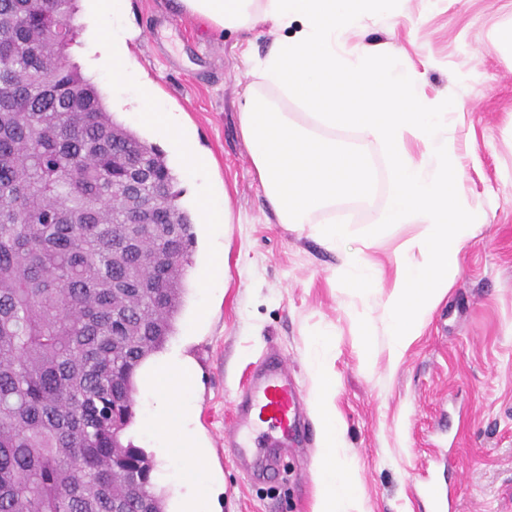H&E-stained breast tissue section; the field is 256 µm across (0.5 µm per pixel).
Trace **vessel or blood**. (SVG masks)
<instances>
[{
    "mask_svg": "<svg viewBox=\"0 0 512 512\" xmlns=\"http://www.w3.org/2000/svg\"><path fill=\"white\" fill-rule=\"evenodd\" d=\"M303 395L288 362L268 354L234 405V419L224 434L232 455L253 480L271 476L282 449L307 441L301 423Z\"/></svg>",
    "mask_w": 512,
    "mask_h": 512,
    "instance_id": "obj_1",
    "label": "vessel or blood"
}]
</instances>
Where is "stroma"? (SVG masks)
<instances>
[{"instance_id":"obj_1","label":"stroma","mask_w":512,"mask_h":512,"mask_svg":"<svg viewBox=\"0 0 512 512\" xmlns=\"http://www.w3.org/2000/svg\"><path fill=\"white\" fill-rule=\"evenodd\" d=\"M108 29L139 31L132 63L173 110L206 163L190 171L168 141L133 112L115 113L165 154L179 192L195 211L209 188L228 195L229 222L219 233L194 227L192 262L177 331L166 350L195 367V428L206 448L201 474L219 485L214 512H314L321 439L283 453L284 468L251 482L218 437L234 402L266 355L276 349L314 398L312 341L330 332L335 387L328 401L343 426L363 512H430L415 489L443 455L457 480L456 512H512V0H391L343 40L349 54L380 49L389 68L409 67L420 96L464 106L448 118L461 178L452 190L482 219L462 257V271L398 361L390 367L386 301L395 278L394 253L421 230L417 224L367 236L389 196L390 165L376 142L352 131L376 171L365 201L336 205L349 224L348 247H366L382 286L364 294L338 273L336 251L311 224L279 223L270 209L240 133V104L253 79L246 60L265 56L274 36L267 25L230 32L182 13L175 0H123ZM224 254L219 284L199 293L212 251ZM370 339L372 366L361 358ZM149 396L135 393V417L124 441L152 455L154 485L175 498L179 464L138 422Z\"/></svg>"}]
</instances>
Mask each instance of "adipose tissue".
I'll return each instance as SVG.
<instances>
[{"instance_id": "ef3b65f1", "label": "adipose tissue", "mask_w": 512, "mask_h": 512, "mask_svg": "<svg viewBox=\"0 0 512 512\" xmlns=\"http://www.w3.org/2000/svg\"><path fill=\"white\" fill-rule=\"evenodd\" d=\"M89 51L110 72L114 87L131 86L132 98L117 109L139 112L179 151L187 166L203 159L174 120L158 105L152 86L139 83L127 64V39L108 36L105 20L121 0H85ZM182 12L216 28L240 31L268 23L281 31L271 50L252 61L256 87L244 98L241 136L266 199L283 224L311 223L315 213L337 201L361 199L375 188L369 161L354 145L337 140V128L358 131L389 151L393 182L378 227L421 225V232L396 256V279L388 297L390 355L399 360L461 273L460 256L473 237L477 218L461 195L448 191L457 179L456 145L449 139L448 113L458 104L433 103L417 95L409 69L387 67L379 53L349 56L338 44L361 28L384 0H177ZM292 30L285 38L284 30ZM293 99L312 110L303 127L278 105ZM140 386L151 397L143 421L167 456L181 463L184 493L177 512H212V493L199 474L204 450L191 427L193 366L164 355L145 363ZM322 452L317 470L316 512H360V491L347 457L340 455L342 431L328 402L316 401Z\"/></svg>"}]
</instances>
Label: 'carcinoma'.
I'll return each instance as SVG.
<instances>
[{"label": "carcinoma", "mask_w": 512, "mask_h": 512, "mask_svg": "<svg viewBox=\"0 0 512 512\" xmlns=\"http://www.w3.org/2000/svg\"><path fill=\"white\" fill-rule=\"evenodd\" d=\"M77 0H0V512H167L123 443L183 306L165 154L68 60Z\"/></svg>", "instance_id": "carcinoma-1"}]
</instances>
